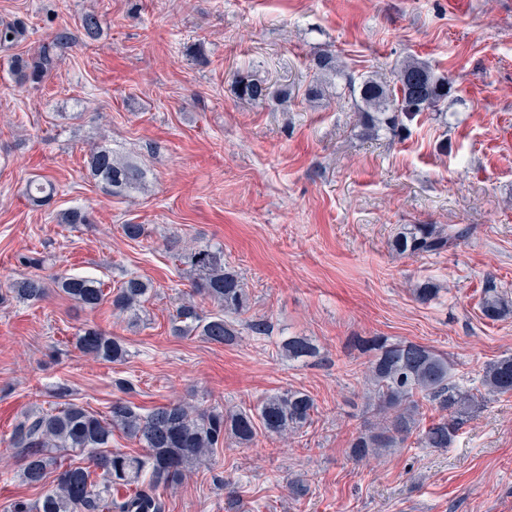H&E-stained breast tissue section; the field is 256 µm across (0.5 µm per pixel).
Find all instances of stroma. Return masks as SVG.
<instances>
[{
    "mask_svg": "<svg viewBox=\"0 0 512 512\" xmlns=\"http://www.w3.org/2000/svg\"><path fill=\"white\" fill-rule=\"evenodd\" d=\"M88 12L103 29L90 44ZM5 21L30 36L0 49V293L58 271L108 293L131 276L154 290L134 325L110 302L82 309L55 291L0 302V512L42 495L20 479L8 441L59 381L101 415L118 397L144 412L178 400L249 409L287 388L314 398L311 425L218 447L213 466L162 491L165 512H512V394L485 396L451 447L350 455L372 420L357 338L434 347L474 389L486 364L512 354V315L479 310L488 283L512 299V0H0ZM62 28L73 42L58 66L41 86L19 85L11 54ZM324 52L354 75L387 77L419 58L451 78L448 106L398 137L363 138L353 101L305 99ZM238 71L289 88V103L239 99ZM105 142L146 170L145 191L113 196L87 177L86 153ZM37 176L57 187L41 207L26 197ZM71 207L91 223H57ZM125 224L144 237L126 238ZM403 224L471 234L407 258L390 248ZM175 237L223 250L248 286L246 319L267 320L268 335L219 345L172 334L185 300L215 311L191 297L190 267L167 247ZM427 281L438 292L422 303L414 290ZM89 327L118 338L125 360L81 354L75 338ZM295 335L317 356L282 359L279 341Z\"/></svg>",
    "mask_w": 512,
    "mask_h": 512,
    "instance_id": "1",
    "label": "stroma"
}]
</instances>
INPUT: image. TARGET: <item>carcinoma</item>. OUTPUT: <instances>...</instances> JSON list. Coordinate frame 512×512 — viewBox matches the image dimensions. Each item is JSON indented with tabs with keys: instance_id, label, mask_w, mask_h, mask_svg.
Masks as SVG:
<instances>
[{
	"instance_id": "cac0c4a2",
	"label": "carcinoma",
	"mask_w": 512,
	"mask_h": 512,
	"mask_svg": "<svg viewBox=\"0 0 512 512\" xmlns=\"http://www.w3.org/2000/svg\"><path fill=\"white\" fill-rule=\"evenodd\" d=\"M85 39H98L102 26L98 15L81 16ZM27 38V28L18 23L0 28V47L10 49ZM72 41L68 30L54 33L31 56L11 58V67L20 85H40L55 69L60 52ZM395 82L376 75L358 77L345 72L337 56L322 53L315 58V73L307 95L309 101L323 99L335 77L343 81L336 96L357 102V126L365 138H378L380 132L395 133L423 112H438L448 102L452 85L447 77L414 57L405 58L393 68ZM235 93L241 99L263 102L270 97L269 86L250 75H237ZM90 175L110 193L126 195L143 189L146 172L137 163L118 158L112 147L95 146L87 159ZM56 193L47 179H35L27 185L30 202L40 205ZM60 224H87L88 213L70 208L58 214ZM466 228L453 229L438 224H406L394 236L391 246L399 255L413 258L441 254L467 238ZM194 272L196 293L213 301L219 310L203 317L192 302L181 304L173 331L178 336L199 333L215 344L231 345L242 330L262 334L261 321L250 320L239 328L230 315L248 310L246 283L236 272L224 266V252L210 247L196 248L185 256ZM53 284L61 293L81 306L94 309L104 300L102 283L94 278L60 273ZM150 282L138 276L123 281L112 295L113 310L138 316ZM45 281L35 275L13 281L12 298L38 302L46 297ZM483 318L496 322L512 313V304L499 294L496 286L484 290L480 302ZM78 348L86 355L105 362H120L126 355L123 345L105 332L89 328L77 337ZM359 346L371 353L366 379L371 386L375 421L352 439L350 448L359 460L376 456L380 450L399 448L414 432H419L423 448H448L457 437L464 419L479 406L477 395L457 385L447 356L410 341L391 342L373 336L359 340ZM289 361H302L317 354L306 336H290L279 346ZM482 386L490 393H512V355L489 363ZM430 402L444 412L427 427H420V400ZM316 410L314 399L300 390L285 389L262 398L255 410L227 412L200 408L190 403H169L147 413L118 398L112 401L108 415L99 416L76 402L23 414L16 422L9 446L21 461L20 477L30 486H40L54 472V485L34 504L19 500L11 512H164L159 489L180 482L185 472L211 464L215 450L223 442L247 447L257 429L283 438L310 423ZM118 429L136 439L145 449L143 455H130L110 449L112 430ZM78 450L89 455L90 465L66 462L62 452Z\"/></svg>"
}]
</instances>
